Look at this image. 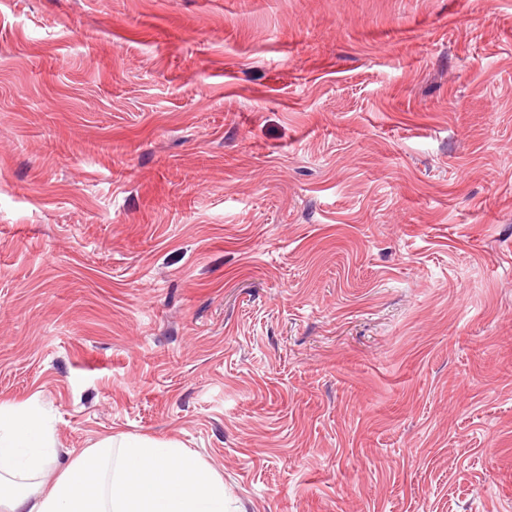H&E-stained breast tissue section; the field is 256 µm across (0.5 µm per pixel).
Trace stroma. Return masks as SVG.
I'll list each match as a JSON object with an SVG mask.
<instances>
[{
  "instance_id": "obj_1",
  "label": "stroma",
  "mask_w": 512,
  "mask_h": 512,
  "mask_svg": "<svg viewBox=\"0 0 512 512\" xmlns=\"http://www.w3.org/2000/svg\"><path fill=\"white\" fill-rule=\"evenodd\" d=\"M0 403L512 512V0H0Z\"/></svg>"
}]
</instances>
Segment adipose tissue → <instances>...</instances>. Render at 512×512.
Listing matches in <instances>:
<instances>
[{
    "label": "adipose tissue",
    "mask_w": 512,
    "mask_h": 512,
    "mask_svg": "<svg viewBox=\"0 0 512 512\" xmlns=\"http://www.w3.org/2000/svg\"><path fill=\"white\" fill-rule=\"evenodd\" d=\"M47 422L0 404V512H227L224 481L170 441L108 437L59 474Z\"/></svg>",
    "instance_id": "1"
}]
</instances>
